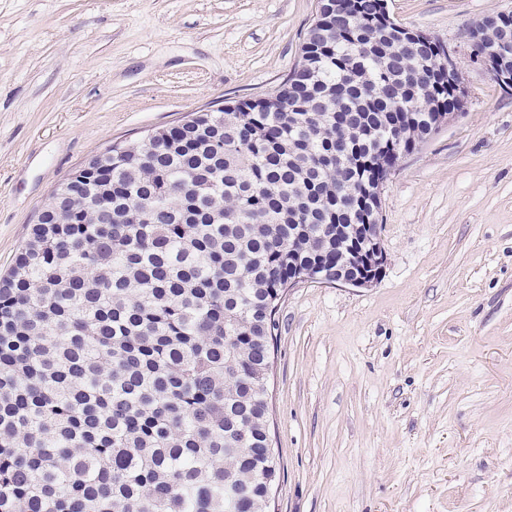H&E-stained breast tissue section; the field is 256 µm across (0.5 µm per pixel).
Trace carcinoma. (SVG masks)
<instances>
[{
  "instance_id": "cac0c4a2",
  "label": "carcinoma",
  "mask_w": 512,
  "mask_h": 512,
  "mask_svg": "<svg viewBox=\"0 0 512 512\" xmlns=\"http://www.w3.org/2000/svg\"><path fill=\"white\" fill-rule=\"evenodd\" d=\"M320 23L266 103L113 146L32 225L0 279V512H257L282 288L350 263L453 98L380 0Z\"/></svg>"
}]
</instances>
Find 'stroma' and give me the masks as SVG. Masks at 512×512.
<instances>
[{"mask_svg": "<svg viewBox=\"0 0 512 512\" xmlns=\"http://www.w3.org/2000/svg\"><path fill=\"white\" fill-rule=\"evenodd\" d=\"M458 48L463 113L382 186L383 274L277 314L269 512H512V89L466 27L512 0H388ZM319 0H0V274L52 191L110 145L298 63Z\"/></svg>", "mask_w": 512, "mask_h": 512, "instance_id": "stroma-1", "label": "stroma"}]
</instances>
